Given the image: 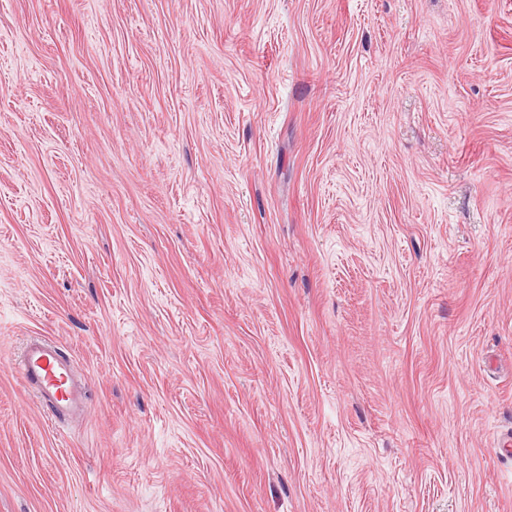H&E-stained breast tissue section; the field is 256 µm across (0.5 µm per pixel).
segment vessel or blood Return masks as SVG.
<instances>
[{
    "label": "vessel or blood",
    "instance_id": "1",
    "mask_svg": "<svg viewBox=\"0 0 512 512\" xmlns=\"http://www.w3.org/2000/svg\"><path fill=\"white\" fill-rule=\"evenodd\" d=\"M18 369L28 391L52 420L64 421L84 411L87 387L76 377L73 359L52 343L41 338L31 340Z\"/></svg>",
    "mask_w": 512,
    "mask_h": 512
}]
</instances>
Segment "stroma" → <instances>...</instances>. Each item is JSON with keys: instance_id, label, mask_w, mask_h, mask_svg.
<instances>
[{"instance_id": "1", "label": "stroma", "mask_w": 512, "mask_h": 512, "mask_svg": "<svg viewBox=\"0 0 512 512\" xmlns=\"http://www.w3.org/2000/svg\"><path fill=\"white\" fill-rule=\"evenodd\" d=\"M511 430L512 0H0V512H512ZM28 391L54 421L81 414L87 403L86 384L75 376L73 359L45 339L31 340L18 365Z\"/></svg>"}]
</instances>
